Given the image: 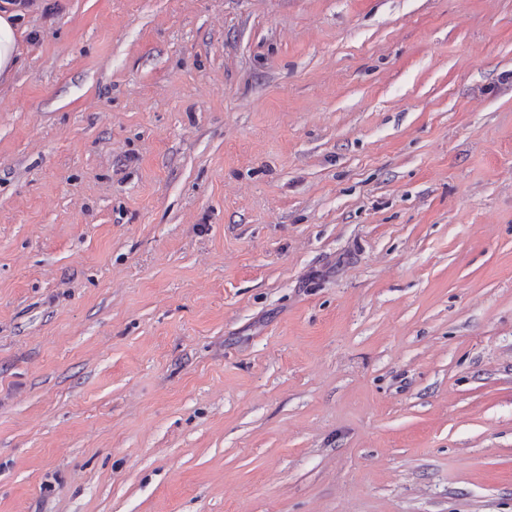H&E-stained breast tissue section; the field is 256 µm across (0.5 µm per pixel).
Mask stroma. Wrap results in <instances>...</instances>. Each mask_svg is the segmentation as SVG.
<instances>
[{"label": "stroma", "mask_w": 512, "mask_h": 512, "mask_svg": "<svg viewBox=\"0 0 512 512\" xmlns=\"http://www.w3.org/2000/svg\"><path fill=\"white\" fill-rule=\"evenodd\" d=\"M19 28L0 512H512V0Z\"/></svg>", "instance_id": "obj_1"}]
</instances>
